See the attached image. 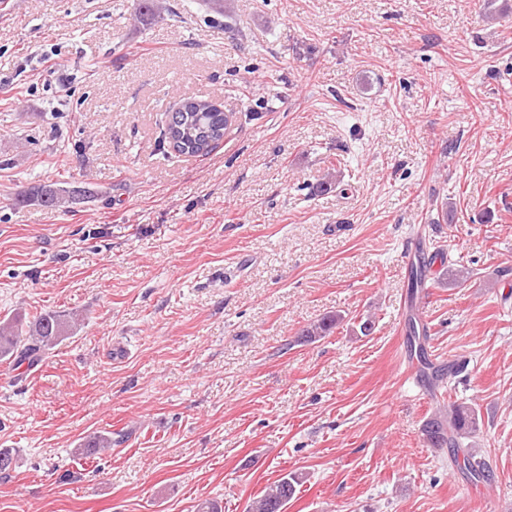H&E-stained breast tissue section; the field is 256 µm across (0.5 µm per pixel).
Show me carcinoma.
<instances>
[{
    "label": "carcinoma",
    "instance_id": "carcinoma-1",
    "mask_svg": "<svg viewBox=\"0 0 512 512\" xmlns=\"http://www.w3.org/2000/svg\"><path fill=\"white\" fill-rule=\"evenodd\" d=\"M231 125L229 116L211 107L206 100H184L177 108L167 113L165 139L177 151L189 156L208 154L223 138ZM81 194L78 187L53 189L34 185L28 191L15 197L16 203L34 201L45 208H56L73 202ZM343 321L340 314L328 315L307 326L301 332V340L313 342L330 333ZM77 329L74 314L68 312H48L24 324L16 317L0 320V360L16 364L29 358L36 351L49 350L70 338ZM463 367L455 363L448 368H432L422 374L423 381L434 389L445 374H453ZM479 430L476 408L464 403L452 402L448 408L438 411L435 417L424 425L427 441L434 448L448 449L449 461L459 467L473 483H489L493 473L488 464L477 457L467 440ZM112 447V433H100L86 440L74 449V454L86 458L93 457ZM305 479L302 473H290L277 481L262 496L253 499L246 512H285L288 503L294 498L297 487Z\"/></svg>",
    "mask_w": 512,
    "mask_h": 512
}]
</instances>
